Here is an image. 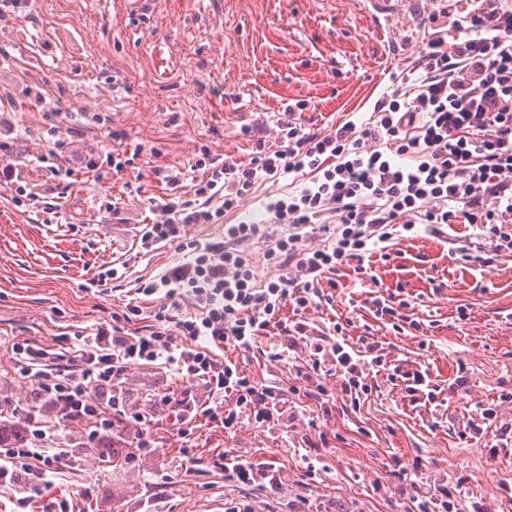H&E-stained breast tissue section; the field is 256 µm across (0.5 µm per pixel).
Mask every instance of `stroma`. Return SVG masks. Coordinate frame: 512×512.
I'll use <instances>...</instances> for the list:
<instances>
[{
	"label": "stroma",
	"mask_w": 512,
	"mask_h": 512,
	"mask_svg": "<svg viewBox=\"0 0 512 512\" xmlns=\"http://www.w3.org/2000/svg\"><path fill=\"white\" fill-rule=\"evenodd\" d=\"M29 0L17 19L0 20V101H13L19 150L38 154L54 128L62 155L83 157L125 131L144 151L118 173L77 168L54 224L35 222L15 206L14 190L0 183V390L16 398L32 386L14 367L11 345L51 343L77 328L110 321L124 294L99 295L84 285L104 266L126 263L128 280L155 275L178 255L173 248L139 254L138 225L149 201L167 194L168 174L184 170L197 145L223 159L247 161L257 140L278 145L277 119L287 106L304 127L330 133L352 113H371L375 101L401 86L416 69L432 32L430 17L465 15L470 0ZM44 98L49 111L31 109ZM287 180L258 186L220 224H193L190 236L210 240L225 225L259 219V197L287 189ZM112 202L105 220L98 207ZM490 244L473 224H455L434 237H397L389 259H375L378 288L360 287L352 267L336 276L331 304L310 309V337L335 323L350 338L371 331L387 367L427 366L439 386L436 402L414 400L402 385L378 374L359 409L346 406L336 377L325 385L331 413L292 394L295 369L310 354L299 346L291 362L261 349H226L245 373L284 389L283 415L265 430L244 426L227 437L220 424L202 425L194 460H186L158 417L145 468L164 467L165 512H417L419 491L389 483L388 465L421 458L429 478L457 473L470 500L492 512H512V447L490 457L502 424L512 425V253L478 262ZM403 289L420 329H393L365 300L378 290ZM497 405L480 420L478 406ZM479 425L469 435L470 425ZM243 448L274 459L282 481L278 497L257 484L233 486L216 463L225 450ZM321 456L329 474L306 473V458ZM88 473L56 479L47 497L26 512H42L48 498H65L71 512H138L146 489L137 473L114 475L97 499L80 494Z\"/></svg>",
	"instance_id": "obj_1"
}]
</instances>
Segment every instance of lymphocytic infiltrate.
I'll list each match as a JSON object with an SVG mask.
<instances>
[{
  "mask_svg": "<svg viewBox=\"0 0 512 512\" xmlns=\"http://www.w3.org/2000/svg\"><path fill=\"white\" fill-rule=\"evenodd\" d=\"M446 25L421 50L413 86L378 99L371 122L349 120L325 134L298 125L288 109L277 120L279 145L258 144L247 163L199 145L190 168L205 176L192 198L171 193L153 201L154 219L138 232L142 253L168 246L182 260L137 279L111 324L76 331L66 351L12 343L15 367L33 389L25 399L0 397V498L22 512L31 495L48 491L66 471L136 469L162 413L186 451L204 422L220 423L229 435L247 422L275 425L280 388L258 383L223 357L227 346L247 352L262 342L271 358L284 361L309 343V362L299 374L303 397L324 402L323 381L335 376L351 406H359L383 363L381 345L370 335L350 342L338 324L329 335L309 339L306 312L332 300L322 279L350 264L361 287H376L367 262L386 256L393 237L438 235L455 222L480 225L492 253L512 251V10L476 0ZM9 117V110L0 111V182L14 185L16 205L53 223L58 199L70 188V163L47 147L31 162L53 180L52 195L20 184L7 140L14 131ZM305 171L309 184L260 202L267 223L284 232L265 254L277 277L257 283L244 247L262 238L267 224L227 225L224 215L257 184ZM327 214L332 223L324 222ZM217 223L224 226L218 239L187 236L189 225ZM309 233L320 236V244L304 245ZM184 300L192 304L186 313L178 310ZM149 301L153 322L144 325ZM287 305L295 313L288 322L281 317ZM135 366L168 372L183 388L130 399L124 388ZM198 386L204 398L194 396ZM111 439L126 444L125 453L95 459L93 448ZM223 469L234 485L264 480L269 496L281 490L274 461L248 451L225 456ZM462 488V481L445 476L427 482L418 512H490L486 503H466Z\"/></svg>",
  "mask_w": 512,
  "mask_h": 512,
  "instance_id": "f902f5d3",
  "label": "lymphocytic infiltrate"
}]
</instances>
